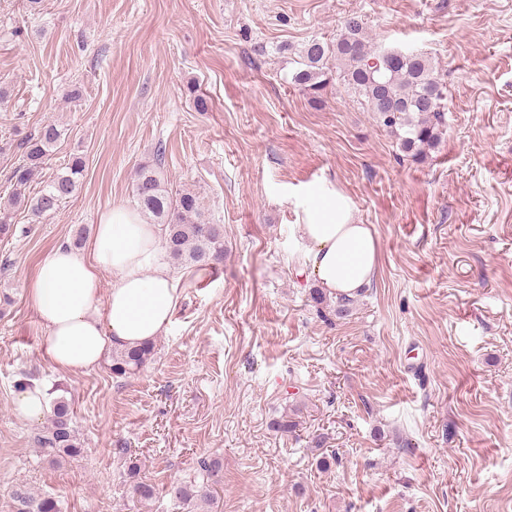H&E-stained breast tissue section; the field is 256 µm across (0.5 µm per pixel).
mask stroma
Here are the masks:
<instances>
[{"label":"stroma","mask_w":512,"mask_h":512,"mask_svg":"<svg viewBox=\"0 0 512 512\" xmlns=\"http://www.w3.org/2000/svg\"><path fill=\"white\" fill-rule=\"evenodd\" d=\"M352 14L441 74L446 131L423 159L345 87L317 108L285 81L278 46L333 38ZM0 89V203L19 139L46 121L66 134L31 191L85 163L55 214L16 208L0 237V512L25 495L59 512H188L169 488L201 457L222 464L208 512H512V0H42L36 14L0 0ZM160 148L169 185L223 225L224 260L177 266L175 313L141 370L54 367L37 265L132 206ZM316 186L348 197L379 245L341 318L334 298L310 299L298 225ZM23 382L69 401L79 455L37 447Z\"/></svg>","instance_id":"1"}]
</instances>
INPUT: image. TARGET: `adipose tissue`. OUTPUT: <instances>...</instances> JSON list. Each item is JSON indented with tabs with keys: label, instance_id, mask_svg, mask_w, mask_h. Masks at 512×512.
Wrapping results in <instances>:
<instances>
[{
	"label": "adipose tissue",
	"instance_id": "1",
	"mask_svg": "<svg viewBox=\"0 0 512 512\" xmlns=\"http://www.w3.org/2000/svg\"><path fill=\"white\" fill-rule=\"evenodd\" d=\"M312 197L299 227L309 245L310 274L329 295L356 296L377 273L374 233L369 225L352 223L350 202L341 192L318 188ZM105 272L112 285L103 294L98 284ZM29 294L48 330L45 357L70 371L97 367L114 346L154 341L177 305L160 225L145 223L124 206L103 213L85 250L65 243L50 249Z\"/></svg>",
	"mask_w": 512,
	"mask_h": 512
}]
</instances>
